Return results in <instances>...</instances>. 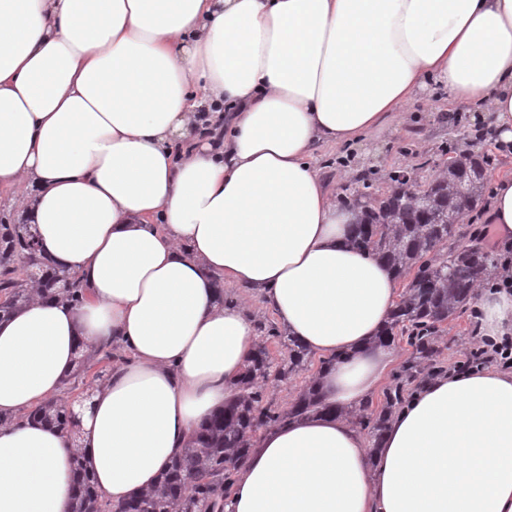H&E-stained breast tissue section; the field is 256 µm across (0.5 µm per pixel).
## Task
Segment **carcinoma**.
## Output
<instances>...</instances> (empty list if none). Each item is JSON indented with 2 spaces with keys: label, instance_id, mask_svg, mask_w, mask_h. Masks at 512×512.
<instances>
[{
  "label": "carcinoma",
  "instance_id": "carcinoma-1",
  "mask_svg": "<svg viewBox=\"0 0 512 512\" xmlns=\"http://www.w3.org/2000/svg\"><path fill=\"white\" fill-rule=\"evenodd\" d=\"M487 157L448 151V162L427 184L389 174L390 191L370 201H344L362 212L353 243L383 260L396 278H409L377 342L394 339V330L406 335L410 357L398 381L384 393L378 413L365 403L336 414L379 440L390 419L410 398L408 386L442 371L438 366L440 326L474 299L475 287L490 280L497 261L477 240L462 241L458 222L483 200ZM0 320L26 306L36 296L58 297L76 306L85 297L75 273L50 265L34 225L9 224L0 219ZM276 328L255 343L252 357L238 384L237 400L214 415L181 449L168 471L154 486L118 505L120 512H216L233 484L232 470L249 453L256 431L287 419L318 414L326 406L313 386H307L286 409L263 403V386L270 376L266 342ZM283 345L288 358L278 366L275 379L287 380L309 362L312 352L291 336ZM101 350L84 348L74 376L86 374ZM30 418L63 428L72 425L57 400H50ZM76 491L72 512H104L81 452H76Z\"/></svg>",
  "mask_w": 512,
  "mask_h": 512
}]
</instances>
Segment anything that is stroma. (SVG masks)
Wrapping results in <instances>:
<instances>
[{"label":"stroma","mask_w":512,"mask_h":512,"mask_svg":"<svg viewBox=\"0 0 512 512\" xmlns=\"http://www.w3.org/2000/svg\"><path fill=\"white\" fill-rule=\"evenodd\" d=\"M479 130V123L472 121L470 113L452 111L443 96L427 95L406 106L402 124L374 131L356 146H319L313 163L340 197L361 190V179L368 173L375 175L381 193L390 188L386 175L392 170L408 172L421 182L429 180L447 162V150L451 147L459 151L471 148L490 156L487 178L512 174V155L496 148L493 139L475 142ZM441 330L443 365L454 364L464 350L482 344L473 306H464L442 324ZM320 369L321 358L315 354L291 379L283 382L269 379L265 386L266 400L281 408L288 407Z\"/></svg>","instance_id":"1"}]
</instances>
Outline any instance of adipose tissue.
Masks as SVG:
<instances>
[{
    "label": "adipose tissue",
    "mask_w": 512,
    "mask_h": 512,
    "mask_svg": "<svg viewBox=\"0 0 512 512\" xmlns=\"http://www.w3.org/2000/svg\"><path fill=\"white\" fill-rule=\"evenodd\" d=\"M432 88L512 150V0H0V190L86 289L0 321V414L59 397L80 345L128 354L78 436L0 427V512H70L77 448L105 502L153 484L252 355L226 286L347 359L314 382L329 413L260 430L224 512H512V373L435 378L375 448L337 414L397 359L376 341L395 276L349 245L313 150ZM486 211L512 249L511 176ZM475 308L481 335L512 334V261Z\"/></svg>",
    "instance_id": "ef3b65f1"
}]
</instances>
